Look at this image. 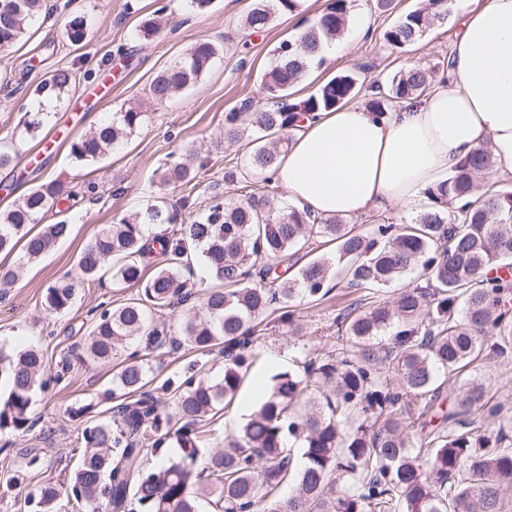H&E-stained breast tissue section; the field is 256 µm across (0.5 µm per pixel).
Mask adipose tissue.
<instances>
[{
	"instance_id": "1",
	"label": "adipose tissue",
	"mask_w": 512,
	"mask_h": 512,
	"mask_svg": "<svg viewBox=\"0 0 512 512\" xmlns=\"http://www.w3.org/2000/svg\"><path fill=\"white\" fill-rule=\"evenodd\" d=\"M512 177V0L465 11L448 71L416 105L384 115L339 106L304 121L276 181L322 218L410 211L472 151Z\"/></svg>"
}]
</instances>
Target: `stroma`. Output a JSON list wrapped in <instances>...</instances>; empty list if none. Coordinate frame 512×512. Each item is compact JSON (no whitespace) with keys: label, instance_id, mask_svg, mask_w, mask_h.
Listing matches in <instances>:
<instances>
[{"label":"stroma","instance_id":"35a3bbf8","mask_svg":"<svg viewBox=\"0 0 512 512\" xmlns=\"http://www.w3.org/2000/svg\"><path fill=\"white\" fill-rule=\"evenodd\" d=\"M168 3L174 14L162 33L150 40L140 37L141 21ZM45 4L28 36L11 51L0 52V99L12 100L11 109L0 111V146L19 152L14 165L0 169V210L29 188L57 179L71 194L68 209L49 212L45 221H68L71 232L23 270L9 295L0 296V349H39L51 377L34 397L31 430L19 435L0 432V512H30L29 494L43 484L71 480L86 452L72 411L84 409L104 419L110 415L113 367L125 359L127 348H118L107 364L80 362L74 352L83 345L98 306L122 303L133 291L113 284L108 275L80 280L77 263L84 246L101 225L140 210L153 197L164 200L168 213L180 221L206 214L210 186L223 183L225 169L245 152L244 144L224 140L225 112L255 95L262 75L275 64L273 48L296 35L304 18L323 10L326 0H303L300 15L276 16L266 30L249 37L243 35L241 21L252 0H213L202 13L186 11L180 0H45ZM424 4L425 0H394L392 10L382 13L375 0H354L351 13L367 18L369 34L359 37L344 30L346 49L312 68L294 87L295 97H306L332 77L354 69L369 86L408 65L442 68L451 56L455 19L431 27L418 43L401 49L383 39L386 28ZM77 15L87 16L90 23V37L79 46L64 36L65 23ZM200 39L218 45L219 58L195 85L175 93L165 105H155L149 95L154 77ZM62 69L75 76L68 96L48 105L50 118L37 139L23 137V112L39 109L34 87ZM129 107L147 112L144 126L101 162L73 166L68 158L71 141L87 133L96 117ZM63 119L70 126L64 137L54 138L55 126ZM188 147L208 160L196 185L162 188L153 183L155 171ZM183 197L189 198V209L180 208ZM66 274L80 284L70 310L56 314L45 307L44 295L50 283ZM350 301L347 290L337 288L318 306H299L304 330L297 336L279 329L275 317H268L261 357L240 396H247L258 381L297 370L337 308ZM153 366L160 382L190 368L219 378L224 357L215 351L205 355L167 347L154 352ZM471 372L498 386L503 415L512 418V357L478 361ZM34 455L39 462L32 467L28 461ZM13 475L18 483L6 485V478Z\"/></svg>","mask_w":512,"mask_h":512}]
</instances>
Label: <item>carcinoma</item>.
I'll use <instances>...</instances> for the list:
<instances>
[{"label":"carcinoma","instance_id":"1","mask_svg":"<svg viewBox=\"0 0 512 512\" xmlns=\"http://www.w3.org/2000/svg\"><path fill=\"white\" fill-rule=\"evenodd\" d=\"M44 0H0V43L13 48L28 34ZM353 0H328L325 9L294 38L274 49L277 64L260 79L254 98L224 115V139L249 135L240 164L224 172V184L252 177L272 181L282 153V135L294 130L300 115L313 116L350 102L359 92L358 76L338 75L304 97L291 89L312 65H320L323 43L338 37ZM456 0H427L406 13L383 38L401 49L417 43L435 24L452 15ZM302 0H253L243 20L249 36L280 14L298 15ZM165 8L144 19L145 39L158 36ZM90 33L83 16L65 27L74 45ZM219 55L218 47L199 40L184 57L159 72L150 96L165 104L176 92L200 80ZM433 76L419 67L396 72L385 84L370 86L368 108L394 112L405 100L421 97ZM71 75L59 70L34 95L61 101ZM46 112H31L23 135L42 132ZM147 113L122 109L70 144V160L91 165L129 139ZM204 167L193 152L157 169L159 185L196 181ZM493 162L485 150L461 161L448 181L428 190L430 203L416 218L400 224L366 227L334 217L314 219L295 206H275L255 188L237 198L211 188L203 220L179 225L166 237L162 260L147 274L138 258L154 251L144 241V226L169 220L149 203L113 224L104 225L82 251L84 278L97 277L104 264L112 280L136 289V297L104 309L94 322L78 359L112 360L117 347L143 344L112 374L113 415L85 420L82 438L90 449L68 485L47 484L30 499L34 512H49L62 495H72L96 510L112 512H199L205 498L218 512H508L512 499V422L493 401V386L463 379L483 358L512 352V277H491L488 269L512 263V188L484 186ZM69 198L59 182L29 189L10 209L0 211V252L20 249L17 264L0 266V293L21 267L40 260L70 233L61 220L36 233L51 208ZM314 238H326L335 250L299 266L295 255ZM198 249L211 276L222 287L187 291L183 270L189 248ZM298 266L294 278L277 274L280 266ZM340 266L345 288L356 301L336 310L298 372L273 377L267 399L224 449L204 456V423L236 398L257 358L263 316L280 312L278 324L301 330L291 303L326 298L333 265ZM407 274L415 285L392 300L377 292ZM78 282L64 276L45 292L54 313L68 311ZM182 309V333L193 349L224 354L218 380L195 374L166 379L161 389L175 396V414L160 412L151 388V354L165 345L168 330L153 323V312ZM460 380L448 406L441 401L440 377ZM10 387L0 400V431L24 433L33 426L35 393L48 381L43 355L28 348L0 349V378ZM175 439L183 455L169 457ZM301 444L300 465L293 464L290 443Z\"/></svg>","mask_w":512,"mask_h":512}]
</instances>
